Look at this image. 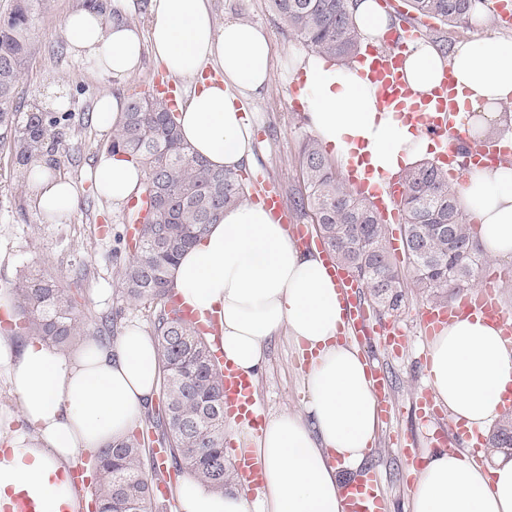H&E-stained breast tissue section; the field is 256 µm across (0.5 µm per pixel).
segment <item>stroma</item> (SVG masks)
I'll return each mask as SVG.
<instances>
[{
    "label": "stroma",
    "mask_w": 512,
    "mask_h": 512,
    "mask_svg": "<svg viewBox=\"0 0 512 512\" xmlns=\"http://www.w3.org/2000/svg\"><path fill=\"white\" fill-rule=\"evenodd\" d=\"M32 32V53L17 85L14 105L26 112L35 101L51 104L56 94L66 95L74 119L62 129L60 142L50 157V167L78 187V204L61 223L43 221L22 172L7 149L0 147V294H8L15 279L24 270L36 268L62 288L72 290L86 329H94V315L102 310L123 309L125 323H138L150 329L155 307L145 302H126L119 298L116 257H128L129 251L119 234L125 233L127 206H115L100 196L90 179L92 170L105 151L110 136L89 122L88 113L105 94L127 97L150 91L168 80L163 66L145 57L140 72L132 77L104 78L90 63L77 59L71 51H58L64 43L60 23L69 11L82 7L83 0H45ZM216 25L237 19L264 26L272 41L271 77L265 93L244 101V110L254 127V160L243 168L246 180L264 178L276 184L284 199L302 190L298 153L303 138L311 130L303 112L289 103L294 84L289 67L295 55L305 52L300 41L286 37L270 0H210ZM87 265L88 275L74 281L73 271ZM493 287L505 313L512 316V259L484 257L479 272L470 282V290ZM427 293L408 286L405 304L394 316L395 324L409 335L408 346L400 355L388 354L379 343L360 344L359 350L380 368L399 414L391 425H379L368 446L365 466L380 471L388 489L387 512H408V502L416 479L411 466L394 443L396 434L415 439L418 447L440 425L439 420L422 421L415 404L422 387L428 386V374L419 358L428 351L416 323L417 312L431 305ZM309 365L294 343L276 336L267 343L265 365L257 378L259 404L265 415L282 412L304 414L308 400L306 374Z\"/></svg>",
    "instance_id": "obj_1"
}]
</instances>
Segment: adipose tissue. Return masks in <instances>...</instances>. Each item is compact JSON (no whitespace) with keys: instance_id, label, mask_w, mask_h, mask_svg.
Segmentation results:
<instances>
[{"instance_id":"ef3b65f1","label":"adipose tissue","mask_w":512,"mask_h":512,"mask_svg":"<svg viewBox=\"0 0 512 512\" xmlns=\"http://www.w3.org/2000/svg\"><path fill=\"white\" fill-rule=\"evenodd\" d=\"M148 31L76 10L61 23L74 56L106 77H129L151 52L166 71L193 83L178 109L182 141L214 168L237 171L253 155V131L242 112L246 96L266 90L271 40L261 27L225 21L216 27L209 0H150ZM219 72L203 82L206 66ZM301 95L311 130L342 161L364 155L374 176L393 174L427 154L431 143L397 113L377 108V88L344 66L299 55ZM459 90L463 131L469 140L486 131L512 139V42L484 34L454 44L448 53L420 41L410 46L405 77L420 95L431 94L444 72ZM96 191L125 203L140 186L142 170L121 155L103 153L93 170ZM48 222L69 217L78 199L74 182L45 162L25 177ZM462 209L478 223L477 239L493 257H512V166L470 165L457 187ZM171 285L198 313L220 317V347L227 360L258 377L266 341L283 334L307 344V417L284 412L260 432L243 429L244 444L261 467L262 492L214 491L194 479L176 488L182 512H344L340 470L358 469L378 429L369 364L340 339V289L321 256L301 251L287 229L262 205L224 210L171 272ZM430 383L455 422L485 431L512 388V349L481 318L452 321L429 349ZM0 364L8 371L21 415L33 433L17 432L0 450V512L18 490L38 512H78L70 483L57 473L76 454L95 452L133 430L159 381L151 337L128 326L116 343L87 340L74 352L39 340L14 351L0 334ZM410 512H512V457L493 466L471 464L462 451L430 456L412 491Z\"/></svg>"}]
</instances>
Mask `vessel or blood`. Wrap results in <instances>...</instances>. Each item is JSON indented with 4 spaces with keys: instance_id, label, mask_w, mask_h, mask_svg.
Listing matches in <instances>:
<instances>
[{
    "instance_id": "obj_1",
    "label": "vessel or blood",
    "mask_w": 512,
    "mask_h": 512,
    "mask_svg": "<svg viewBox=\"0 0 512 512\" xmlns=\"http://www.w3.org/2000/svg\"><path fill=\"white\" fill-rule=\"evenodd\" d=\"M414 36V29L409 25L388 31L383 48L366 50L360 56L362 75L378 88V108L404 113L408 123L421 126L428 136L437 141L438 162L452 167L458 157L456 143L463 138L456 86L452 77L447 76L429 96L422 97L412 91L404 79L402 68L406 43ZM509 156H512V147L501 144L474 145L467 152L468 161L481 164H495ZM346 179L359 189L368 190L383 221L397 220V204L403 191L399 175H385L375 181L370 173L360 172L358 162L352 161L346 167ZM255 189L266 208L277 217H286L285 203L274 184L259 183ZM293 238L298 247L319 251L343 293L345 316L342 331L350 339L360 338L366 331V310L361 285L336 261L324 242L310 234L307 227L301 224L294 226ZM476 316L500 328L505 339H512V320L506 317L494 289L490 287L445 306L422 308L417 313L421 328L429 336L437 333L448 321ZM214 357L221 372L225 415L236 417L252 429H259L264 422V415L258 403L255 381L225 360L222 351H215ZM372 376L379 414L385 421H392L395 411L388 396L386 379L377 369L373 370ZM452 438L465 443L470 459L474 463H481L482 438L464 429L451 433L437 430L429 438L428 444L441 447L447 445ZM341 494L345 512H386V491L377 470L368 469L348 478L341 486Z\"/></svg>"
}]
</instances>
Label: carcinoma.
I'll return each instance as SVG.
<instances>
[{
    "mask_svg": "<svg viewBox=\"0 0 512 512\" xmlns=\"http://www.w3.org/2000/svg\"><path fill=\"white\" fill-rule=\"evenodd\" d=\"M44 0H12L0 18V146L22 169L53 151L52 129L71 120L34 103L25 117L12 108L17 83L31 54L30 30ZM288 34L314 53L339 62L352 59L361 47L349 0H271ZM484 0H410L421 16L444 25L466 28ZM85 5L119 21L129 18L111 0H85ZM107 151L122 152L145 172L140 195L147 214L134 238V253L119 265L120 292L132 302L160 305L153 321L163 395L148 420L160 429L159 445L169 449L175 470L224 491L237 473L224 456V397L209 344L169 307L170 272L177 260L218 221L224 208L247 200L239 175L209 167L183 143L168 101L159 94H131ZM305 191L291 199L293 211L313 214L317 232L336 260L367 289L386 314L405 299L407 277L436 300L461 290L478 273L484 259L467 215L458 207L448 171L420 162L403 171L402 243L410 264L404 272L389 251L387 225L372 204L349 189L323 153L315 137L299 151ZM18 308L9 329L14 336H37L65 349L84 335L75 294L58 287L40 272L21 275L12 286ZM121 312L100 317L97 342L112 343ZM488 447L512 448V418L501 419L488 437ZM144 444L131 435L100 449L93 461L99 476L94 489L96 512H146L152 481L144 467Z\"/></svg>",
    "mask_w": 512,
    "mask_h": 512,
    "instance_id": "carcinoma-1",
    "label": "carcinoma"
}]
</instances>
